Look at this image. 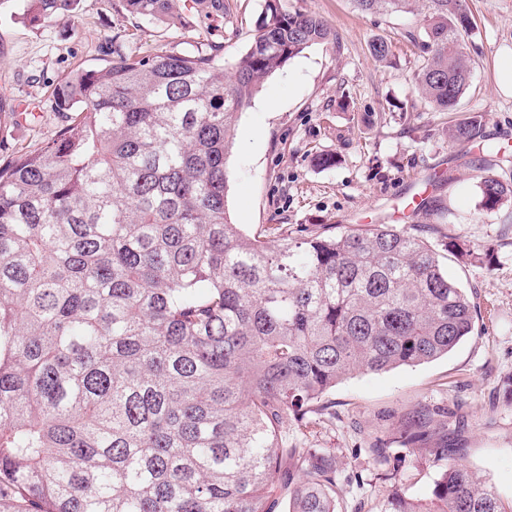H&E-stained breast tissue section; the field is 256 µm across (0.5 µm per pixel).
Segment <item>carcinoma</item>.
Instances as JSON below:
<instances>
[{"label":"carcinoma","mask_w":512,"mask_h":512,"mask_svg":"<svg viewBox=\"0 0 512 512\" xmlns=\"http://www.w3.org/2000/svg\"><path fill=\"white\" fill-rule=\"evenodd\" d=\"M193 6H187V2ZM34 22L78 0H24ZM173 31L224 0H123ZM416 13L414 91L455 112L474 69L465 0H352ZM322 18L267 0L224 75L216 46H162L72 72L65 123L0 164V512H343L336 455L288 440L356 373L432 362L473 335L477 311L435 245L404 224L275 241L227 207L236 124L263 82L337 41ZM472 113L447 129L485 146L480 205L512 206L501 149ZM458 260L487 254L448 237ZM438 413L403 419L426 441ZM445 462L429 497L393 490L379 512H512L494 486Z\"/></svg>","instance_id":"carcinoma-1"}]
</instances>
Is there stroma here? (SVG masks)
<instances>
[{
    "label": "stroma",
    "instance_id": "1",
    "mask_svg": "<svg viewBox=\"0 0 512 512\" xmlns=\"http://www.w3.org/2000/svg\"><path fill=\"white\" fill-rule=\"evenodd\" d=\"M226 18L193 15L191 31L134 20L122 0H81L75 14L29 19L23 0L0 6V139L32 150L64 122L53 91L71 71L99 63L113 41L125 51L157 46L192 51L220 48L225 66L244 54L266 0H227ZM283 8L314 14L339 34L315 44L269 76L242 112L234 133L227 207L246 234L272 240L281 233L321 232L393 220L394 205L426 193L433 204L410 216L430 241L454 235L490 250L489 262L452 260L450 273L477 307L473 336L448 356L344 380L325 397L326 408L300 436L303 447L332 448L347 512H378L391 488L422 500L443 465L433 448L463 449L464 460L512 500V207L481 212L472 164L478 146L458 158L446 129L458 116L483 112L491 142L512 154V95L495 74L512 52V0H469L477 28L466 51L472 81L457 112H437L413 91L424 58L408 39L419 18L360 13L350 0H281ZM391 43L390 63L370 53L373 40ZM331 153L334 167L314 157ZM445 412L426 450L410 453L397 438L405 414ZM388 449L395 481L381 477L368 449Z\"/></svg>",
    "mask_w": 512,
    "mask_h": 512
}]
</instances>
